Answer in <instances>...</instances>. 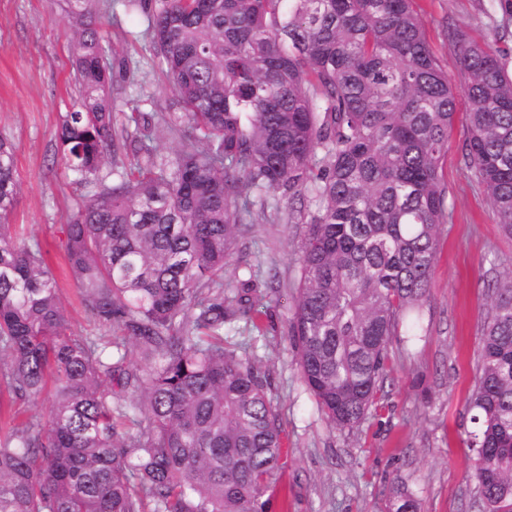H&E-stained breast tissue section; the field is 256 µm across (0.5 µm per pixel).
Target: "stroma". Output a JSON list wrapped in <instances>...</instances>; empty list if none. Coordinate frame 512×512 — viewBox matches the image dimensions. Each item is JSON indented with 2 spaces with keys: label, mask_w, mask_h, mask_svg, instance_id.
Wrapping results in <instances>:
<instances>
[{
  "label": "stroma",
  "mask_w": 512,
  "mask_h": 512,
  "mask_svg": "<svg viewBox=\"0 0 512 512\" xmlns=\"http://www.w3.org/2000/svg\"><path fill=\"white\" fill-rule=\"evenodd\" d=\"M147 4L133 14L118 5L99 19L115 57L134 65L115 81L112 104L119 116L143 93L151 97L145 111L161 117L182 110L144 35L162 0ZM413 8L456 95L448 152L440 161L450 217L439 227L416 333L392 339L376 400L357 427L329 424L296 364L289 306L304 227L289 222L286 202L269 199L265 218L244 226L224 269L225 295H234L251 271L266 293L259 319L265 336L242 325L225 341L255 360L279 419L282 460L270 485L275 512H388L392 490L401 483L419 512H480L466 407L488 285L495 264L512 258V239L502 234L487 195L461 159L468 101L458 46L446 29L464 27L512 60V0H413ZM75 38L66 0H0V137L15 148L19 189L11 223L47 251L72 328L109 339L114 329L85 310L79 284L62 271L65 226L88 192L67 170L56 140L61 115L82 94L73 76Z\"/></svg>",
  "instance_id": "1"
}]
</instances>
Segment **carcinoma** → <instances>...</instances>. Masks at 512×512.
Returning <instances> with one entry per match:
<instances>
[{
  "instance_id": "1",
  "label": "carcinoma",
  "mask_w": 512,
  "mask_h": 512,
  "mask_svg": "<svg viewBox=\"0 0 512 512\" xmlns=\"http://www.w3.org/2000/svg\"><path fill=\"white\" fill-rule=\"evenodd\" d=\"M68 2L84 94L57 139L95 191L66 225V257L90 314L125 337L75 333L40 243H14V148L0 138V396L54 389L47 418L0 425V512H268L280 425L255 363L224 345L225 326L258 328L264 298L253 274L230 300L221 291L248 196L288 200V222L305 225L297 365L330 425L352 429L389 340L417 320L449 216L448 75L411 0H164L149 32L184 108L168 125L186 127L165 155L150 113L112 112L99 0ZM450 36L469 101L463 162L512 237V73L462 28ZM468 411L478 502L512 512L511 260ZM389 509L418 503L399 485Z\"/></svg>"
}]
</instances>
